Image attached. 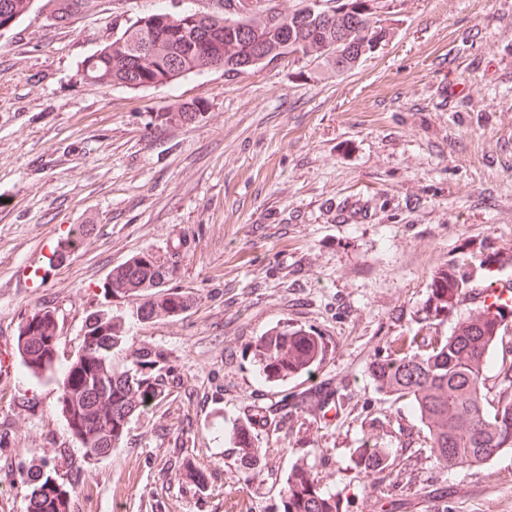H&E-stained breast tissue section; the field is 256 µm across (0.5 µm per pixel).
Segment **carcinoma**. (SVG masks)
Listing matches in <instances>:
<instances>
[{"label":"carcinoma","mask_w":512,"mask_h":512,"mask_svg":"<svg viewBox=\"0 0 512 512\" xmlns=\"http://www.w3.org/2000/svg\"><path fill=\"white\" fill-rule=\"evenodd\" d=\"M35 0H0V19L18 21ZM270 0H206L194 12L164 9L131 22L112 42L84 61V73L102 87L130 89L167 86L193 72L222 68L235 76L252 68L261 56L300 60L314 57L348 71L374 53L388 29L376 15L374 0H304L306 5L283 15ZM50 17L76 15L75 0H45ZM201 104H180L159 116L161 122L190 121ZM176 254L162 260L139 253L112 270L103 288L116 298L139 295L175 276ZM463 284L442 276L432 295L437 312L461 294ZM190 306V297L171 289L155 293L137 308V320L147 322L164 313L176 316ZM487 307L475 309L451 335L432 330L422 336H401L396 348L375 361L371 375L379 390L405 400L425 431V447L444 469L480 466L505 448L512 449V365L499 372L498 406L486 403L484 373L498 336L489 329ZM84 341L77 357L62 374L59 404L68 430L86 454L104 456L118 447L131 416L160 402L164 382L160 356L150 348L136 351L134 368L112 367V348L122 342L120 320L98 316L83 325ZM58 336L55 313L43 308L19 327L17 350L34 376L54 371ZM324 347L303 329L270 331L255 353L265 379L285 381L290 368L308 371L323 356ZM240 462L250 468L262 449L253 438L233 432ZM367 468L385 461L381 449L362 448ZM204 489L205 470L191 464L177 473ZM31 512H66L69 491L55 481L47 466L30 472ZM283 512H337L336 494L325 489L303 464L292 467L285 481Z\"/></svg>","instance_id":"carcinoma-1"}]
</instances>
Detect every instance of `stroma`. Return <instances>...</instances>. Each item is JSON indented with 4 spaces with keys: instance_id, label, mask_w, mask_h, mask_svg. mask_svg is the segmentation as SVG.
Masks as SVG:
<instances>
[{
    "instance_id": "obj_1",
    "label": "stroma",
    "mask_w": 512,
    "mask_h": 512,
    "mask_svg": "<svg viewBox=\"0 0 512 512\" xmlns=\"http://www.w3.org/2000/svg\"><path fill=\"white\" fill-rule=\"evenodd\" d=\"M382 48L339 73L278 59L234 77L104 88L83 61L136 18L200 0H104L60 26L40 5L0 35V512H29L27 474L49 460L69 512H282L284 478L310 467L339 512H512V449L439 466L403 401L370 368L431 322L439 272L512 278V0H375ZM198 101L189 123L160 114ZM79 224L80 250L52 257ZM180 252L189 309L139 323L102 284L131 256ZM56 313V374L23 367L18 328ZM122 316L112 366L161 355L167 398L118 447L86 454L58 407V374L94 311ZM318 336L322 360L267 383L253 358L273 328ZM332 392L335 415L303 404ZM288 400L279 429L266 424ZM262 455L244 468L232 439ZM386 448L360 464L365 435ZM190 463L207 488L177 479Z\"/></svg>"
}]
</instances>
